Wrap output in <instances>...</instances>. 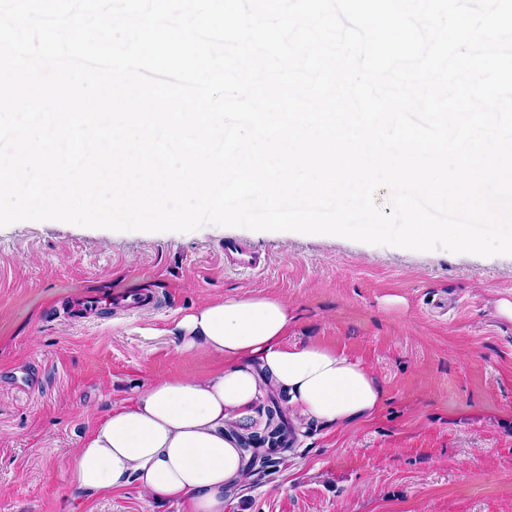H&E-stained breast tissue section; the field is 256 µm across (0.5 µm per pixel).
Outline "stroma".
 <instances>
[{"label":"stroma","mask_w":512,"mask_h":512,"mask_svg":"<svg viewBox=\"0 0 512 512\" xmlns=\"http://www.w3.org/2000/svg\"><path fill=\"white\" fill-rule=\"evenodd\" d=\"M228 242L258 253L260 267L225 266ZM129 287L156 306L82 313L81 295ZM225 295L287 301V344L361 360L385 399L342 429L288 415L292 448L251 471L224 512H512V322L494 309L512 297V255L52 220L0 227V512H183L133 484L84 500L61 463L113 404L210 368L213 356L178 354L170 330Z\"/></svg>","instance_id":"1"}]
</instances>
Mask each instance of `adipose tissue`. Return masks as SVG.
Returning <instances> with one entry per match:
<instances>
[{"label":"adipose tissue","mask_w":512,"mask_h":512,"mask_svg":"<svg viewBox=\"0 0 512 512\" xmlns=\"http://www.w3.org/2000/svg\"><path fill=\"white\" fill-rule=\"evenodd\" d=\"M291 320L286 302L264 295L209 300L176 318L177 351L215 364L113 406L64 458L67 483L93 498L133 481L185 512H224L225 494L248 477L235 433L252 428L262 387L324 427L372 417L385 397L376 375L336 348L285 344Z\"/></svg>","instance_id":"obj_1"}]
</instances>
